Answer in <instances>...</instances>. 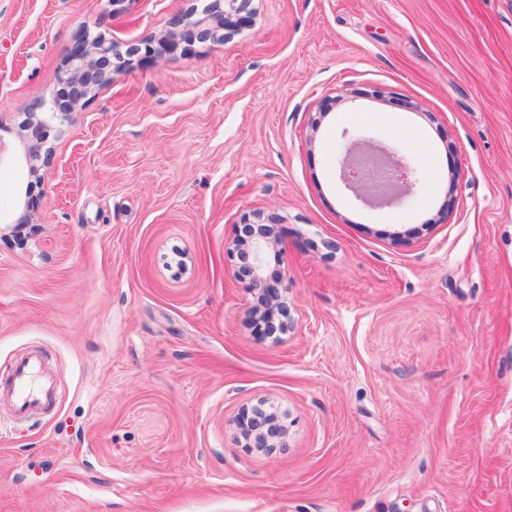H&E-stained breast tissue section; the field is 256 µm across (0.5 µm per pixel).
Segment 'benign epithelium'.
Masks as SVG:
<instances>
[{
  "label": "benign epithelium",
  "mask_w": 512,
  "mask_h": 512,
  "mask_svg": "<svg viewBox=\"0 0 512 512\" xmlns=\"http://www.w3.org/2000/svg\"><path fill=\"white\" fill-rule=\"evenodd\" d=\"M215 25L197 32L202 39L215 42L223 40L220 31L230 25L228 17L213 16ZM169 33L160 42L146 41L129 49L128 55L152 58L170 48ZM119 57L116 45L102 34L90 37L88 30L80 31L76 42L68 54L63 75L59 79V89L53 101L51 114L68 116L83 106V100L92 89L106 79V70L112 60ZM29 134L25 141L24 161L32 175L37 174L34 162L40 158L43 144L49 137L51 123L48 119L29 113ZM367 159L386 161L395 167L392 181L382 184L369 175L363 162ZM339 179L353 198L371 207H390L395 202L418 194V171L410 158L397 146L369 136L352 135L348 131L341 134V143L336 157ZM277 244L274 225L238 224L231 241L228 254L234 258V275L248 283L256 301L249 310L250 321L257 336L284 335L290 328L288 304L281 291L283 274L267 272L271 252ZM237 428L244 441V447L269 454L284 447L287 430L280 423L275 411L244 406L237 417Z\"/></svg>",
  "instance_id": "benign-epithelium-1"
}]
</instances>
